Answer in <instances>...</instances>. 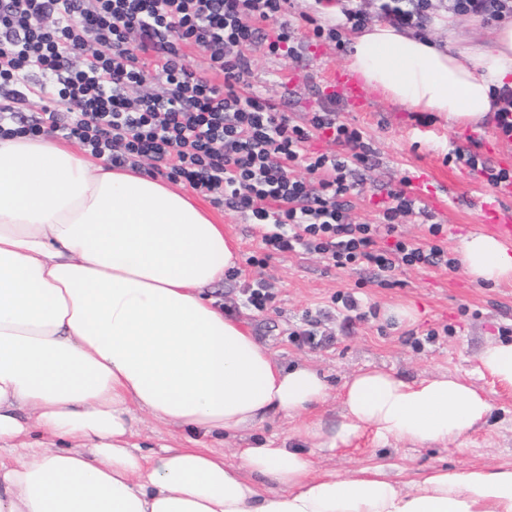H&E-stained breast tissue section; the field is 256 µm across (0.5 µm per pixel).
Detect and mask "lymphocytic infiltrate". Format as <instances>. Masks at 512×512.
Wrapping results in <instances>:
<instances>
[{
  "label": "lymphocytic infiltrate",
  "instance_id": "lymphocytic-infiltrate-1",
  "mask_svg": "<svg viewBox=\"0 0 512 512\" xmlns=\"http://www.w3.org/2000/svg\"><path fill=\"white\" fill-rule=\"evenodd\" d=\"M288 0H0V139L57 134L115 167H140L183 181L213 204L244 217L262 257L314 253L338 269L372 268L390 284L403 267L456 270L432 223L423 239L398 236L400 218L425 214L406 189H391L374 222L348 220L357 173L373 148L334 105L290 121L251 81V53L299 56ZM435 0H346L343 23L315 24V38L341 41L372 18L426 30ZM198 49L206 72L190 64ZM49 77L40 116L26 117L32 73ZM155 91L142 92L146 79ZM71 119L61 122L59 108ZM326 137L331 152L310 150Z\"/></svg>",
  "mask_w": 512,
  "mask_h": 512
}]
</instances>
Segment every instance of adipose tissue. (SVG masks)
I'll use <instances>...</instances> for the list:
<instances>
[{"label": "adipose tissue", "instance_id": "obj_1", "mask_svg": "<svg viewBox=\"0 0 512 512\" xmlns=\"http://www.w3.org/2000/svg\"><path fill=\"white\" fill-rule=\"evenodd\" d=\"M351 43L347 68L366 88L456 125L485 124L512 89L509 23L454 51L385 22ZM236 250L185 193L137 169L53 139L0 141V512H512V468L409 479L391 459L345 477L316 467L314 451L367 432L426 447L481 427L492 405L465 379L366 368L343 383L331 427L299 428L311 453L271 437L229 464L208 448L298 418L330 391L216 307L208 291ZM458 252L475 279L512 281V248L494 236L470 234ZM477 361L512 386V341ZM143 417L188 435L142 453Z\"/></svg>", "mask_w": 512, "mask_h": 512}]
</instances>
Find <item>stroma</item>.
<instances>
[{"label":"stroma","mask_w":512,"mask_h":512,"mask_svg":"<svg viewBox=\"0 0 512 512\" xmlns=\"http://www.w3.org/2000/svg\"><path fill=\"white\" fill-rule=\"evenodd\" d=\"M296 40L299 59H274L257 51L253 69L269 102L302 123L310 112L326 105L319 76L344 70L347 49L315 39L306 23L297 29ZM365 96L368 109L364 112L351 111L342 101L337 104L341 119L361 128L375 150L372 166L365 170L360 191L352 198V222L374 221L387 190L397 187L416 166L446 167L448 152L458 146L476 147L482 156L487 153L485 145L471 144L469 127L451 124L435 112L408 111L374 91H366ZM452 169L458 178L455 199L435 210L434 220L445 225L448 253L454 257L462 238L477 230L468 200L486 193L487 187L468 168ZM191 199L223 224L225 234L239 245V276L225 278L213 289L225 312L244 321L283 364L305 363L326 375L333 393L310 412V420L335 421L340 410L337 389L367 366L391 370L408 380L447 374L466 378L493 406L483 427L448 444L413 448L393 442L381 447L367 434L347 449L319 455V468L348 476L379 464L386 455L413 478L434 467L512 468V387L475 371L476 357L488 342L512 338V282L490 287L461 267L453 271L409 268L398 272L395 285L382 286L369 270L334 269L319 256L304 252L277 255L265 268L253 267L248 259L259 249L250 225L199 194ZM258 277L272 283L274 292L273 302L261 312L248 306L244 295L247 285ZM338 294L353 295L365 320L344 321L332 302ZM401 305L415 308L413 323L401 326L389 318V311ZM309 312L321 313V330L334 337L330 346L309 349L291 342V332L301 328Z\"/></svg>","instance_id":"stroma-1"}]
</instances>
